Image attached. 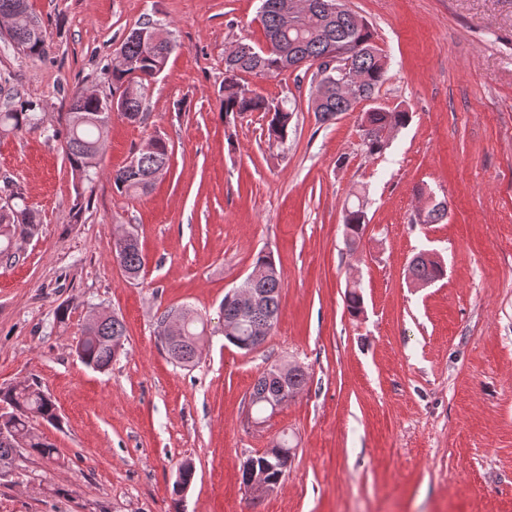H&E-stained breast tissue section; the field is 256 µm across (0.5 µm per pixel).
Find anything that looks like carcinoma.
I'll return each instance as SVG.
<instances>
[{"instance_id":"obj_1","label":"carcinoma","mask_w":512,"mask_h":512,"mask_svg":"<svg viewBox=\"0 0 512 512\" xmlns=\"http://www.w3.org/2000/svg\"><path fill=\"white\" fill-rule=\"evenodd\" d=\"M304 7L295 17L291 27L285 26L283 6L285 0H261L259 16L265 32L268 51L258 48L226 60L224 70V118L241 116L247 112H266L271 115L267 132L268 140L283 144L288 140L290 125L296 106H287L283 101L268 99L261 93L247 96L239 90V74L253 73L261 77L277 78L289 71V64L301 56L315 62L331 54L341 53L348 66L346 76L356 84V90L369 99L386 81L390 69L388 56L378 47L375 33L364 23L357 25L348 17L334 18L314 8L320 0H302ZM10 14L15 18V28L8 34L9 43L28 57H44L49 53L45 36L32 35L31 28L41 27L39 20L29 11L27 0H0V15ZM135 31L145 34V39L135 40L129 36L119 43L131 61L129 68L112 71V87L119 92L117 113L125 118L130 112H141L142 90L145 85L160 75L166 68L169 55L176 49L170 33L155 21L140 24ZM111 99L90 91L86 95L74 96L70 112L82 118L78 125L68 124L66 156L70 164L75 185L91 181L98 174L99 155L112 120ZM311 109L316 119L326 124L336 119V113L349 111V104L336 95V82L330 77H321L316 86ZM411 115L404 109L373 107L361 117L364 128L361 145L368 156L381 154L389 146L393 133L408 125ZM41 123L40 101L31 96L13 94L0 105V133L23 132L39 128ZM169 162V148L165 139L154 141L152 148L143 153L137 170L124 166L112 172L115 189L125 195L147 192L153 185L149 176L164 168ZM419 197H427V205L417 212L418 224H440L448 215L446 201H437L417 189ZM16 196L0 204V263L12 264L20 258L19 242L38 234L37 216L17 208ZM367 223L365 203L362 196L344 208L343 224L346 243L353 247L364 234ZM114 258L128 277L139 278L143 270L142 255L136 237L114 251ZM254 266L264 268L267 276L261 287L266 293V304L262 315L252 320L238 319L236 296L224 295L221 307L224 321L233 326L225 339L236 348L250 352L258 347L254 336L256 328L266 327L272 331L280 308L283 278L273 257L258 254ZM440 259L426 253H417L409 262L408 279L413 284L432 283L444 276ZM347 310L357 318L364 311V298L360 286H353L346 293ZM184 319L183 335L174 349L165 348L169 358L181 366H190L198 358L199 342L204 330V321L189 309H180ZM126 329L120 318L102 312L96 323H86L83 336L77 343V356L88 368L103 371L125 351ZM308 383L304 368L296 365L288 369V387L281 391L277 382L259 377L252 388L251 403L257 421H266L263 414L274 411V406H283L299 395ZM42 420L55 425L59 414L52 397L41 389L33 379L22 385L0 390V475L8 473L16 457L22 452L14 447L12 439L20 435L25 440V451L31 455L50 460L57 454L56 446L39 434L35 422ZM287 443L266 449L263 453L249 457L241 469V483L247 484L251 471L265 470L267 480L273 484L281 481L282 467L287 458L282 449Z\"/></svg>"}]
</instances>
